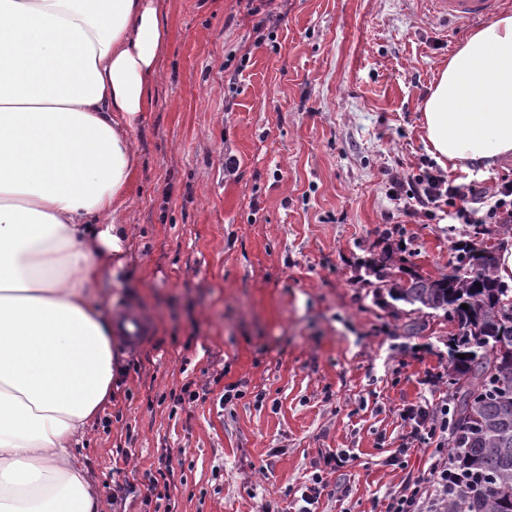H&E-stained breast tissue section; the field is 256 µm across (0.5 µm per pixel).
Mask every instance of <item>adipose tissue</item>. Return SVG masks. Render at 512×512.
Returning <instances> with one entry per match:
<instances>
[{
  "label": "adipose tissue",
  "mask_w": 512,
  "mask_h": 512,
  "mask_svg": "<svg viewBox=\"0 0 512 512\" xmlns=\"http://www.w3.org/2000/svg\"><path fill=\"white\" fill-rule=\"evenodd\" d=\"M167 39L155 0H0V512H99L76 450L113 379L97 286ZM444 166L512 155V11L472 31L423 107Z\"/></svg>",
  "instance_id": "adipose-tissue-1"
}]
</instances>
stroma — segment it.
<instances>
[{
    "label": "stroma",
    "instance_id": "35a3bbf8",
    "mask_svg": "<svg viewBox=\"0 0 512 512\" xmlns=\"http://www.w3.org/2000/svg\"><path fill=\"white\" fill-rule=\"evenodd\" d=\"M158 5L169 36L133 136L128 261L98 289L106 313L147 332L113 336L110 397L78 446L100 512L127 483L128 512H144L162 456L169 512H293L317 471L350 490L319 512H384L430 463L424 445L406 467L386 459L401 410L447 390L424 379L445 371L450 328L376 296L363 263L389 242L438 276L458 242L512 245L389 196L388 174L433 160L424 101L472 27L423 0H271L256 16L244 0ZM230 386L243 398L223 402ZM187 387L207 395L178 403ZM339 449L350 461L326 466ZM171 476H173V468L167 457H160L158 467L155 471L151 469L146 471L144 478L148 480V490L156 493V500L169 499V491L171 487ZM162 487L164 493L159 490Z\"/></svg>",
    "mask_w": 512,
    "mask_h": 512
}]
</instances>
